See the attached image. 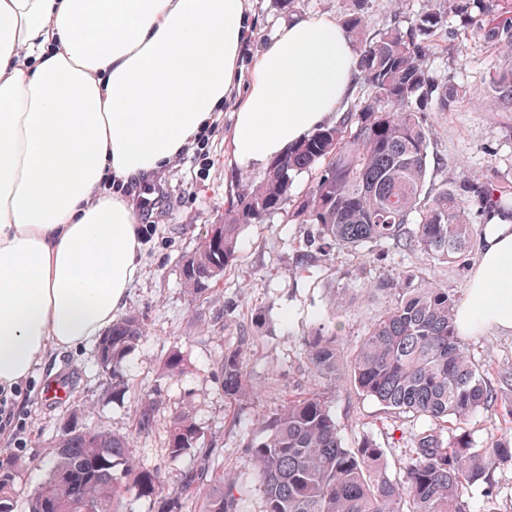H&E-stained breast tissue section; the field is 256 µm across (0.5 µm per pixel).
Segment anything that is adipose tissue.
<instances>
[{
  "mask_svg": "<svg viewBox=\"0 0 512 512\" xmlns=\"http://www.w3.org/2000/svg\"><path fill=\"white\" fill-rule=\"evenodd\" d=\"M250 0H0V390L96 342L143 266L136 188L232 110V165L335 125L360 73L328 16L282 22L243 77ZM463 335L512 334V215L483 229Z\"/></svg>",
  "mask_w": 512,
  "mask_h": 512,
  "instance_id": "obj_1",
  "label": "adipose tissue"
}]
</instances>
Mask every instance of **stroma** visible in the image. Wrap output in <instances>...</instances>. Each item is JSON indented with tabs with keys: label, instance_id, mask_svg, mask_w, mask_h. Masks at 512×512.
Masks as SVG:
<instances>
[{
	"label": "stroma",
	"instance_id": "1",
	"mask_svg": "<svg viewBox=\"0 0 512 512\" xmlns=\"http://www.w3.org/2000/svg\"><path fill=\"white\" fill-rule=\"evenodd\" d=\"M427 0H365L361 5L370 30L391 21L407 25ZM463 0H445L446 23L437 34L440 50L429 57L427 71L435 80H452L463 95L446 112L427 115L430 138L425 189L438 193L467 179L512 187V112L498 108L489 92L492 73L512 69V50L494 48L468 27L458 10ZM358 6L356 0H254L249 23L254 38L244 50L251 62L262 41L293 16L329 15L336 20ZM222 121L204 137V146L187 153L161 178L139 189L138 222L142 228L145 266L129 292L125 313L142 317L147 334L127 355L122 369L124 389L113 395L100 370L94 347L73 352L56 350L36 367L11 395L22 416L16 434L1 433L0 448L19 455L25 466L17 480L15 512H25L28 491L48 475L50 445L72 419L131 440L129 455L144 469L161 470L169 486H178L194 455L168 458L167 442L173 415L189 410L205 444L214 453L212 476L233 479L241 490L238 512H263L264 492L246 461L245 447L256 435V422L278 412L290 396L323 387L324 379L304 358V343L319 323H335L344 350L354 349L361 336L395 304L390 291L376 290L383 279L414 270L464 300L468 279L479 252L483 219L472 213L471 248L452 262L429 263L416 250L377 241L338 249L328 264L302 269L297 256L314 232L313 225L294 224L278 214L245 225L238 239V259L223 280L201 298H190L180 280V265L198 247L207 229L224 221L228 197L238 189L260 184L265 170H239L228 165ZM344 306H335L338 295ZM253 337L247 356L250 392L224 398L221 364L225 351L241 337ZM474 357L484 364L489 380L512 373V334L479 332L464 337ZM180 349L185 365L171 376L163 361ZM65 394L63 401L45 396L49 383ZM161 393L148 433L136 429V414L149 394ZM331 411L344 446L356 447L371 436L383 448L391 471L402 467L405 454L427 420L395 418L378 403L360 396L345 379H337ZM477 444L490 436H512V418L503 408L481 410L463 421ZM496 495L487 498L473 488L471 512H512V467L495 474Z\"/></svg>",
	"mask_w": 512,
	"mask_h": 512
}]
</instances>
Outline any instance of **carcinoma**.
Returning a JSON list of instances; mask_svg holds the SVG:
<instances>
[{
  "mask_svg": "<svg viewBox=\"0 0 512 512\" xmlns=\"http://www.w3.org/2000/svg\"><path fill=\"white\" fill-rule=\"evenodd\" d=\"M462 15L488 43L512 47V0H496L492 13L485 0H467ZM444 22L439 0L405 29L390 23L370 34L360 13L349 16L366 90L336 125L273 161L260 185L230 198L220 246L214 249L203 238L182 261L180 279L188 296L201 297L232 268L243 226L282 212L295 224L315 226L309 248L299 255V264L312 266L334 260L339 248L381 240L416 249L428 261L449 262L470 248L469 207L485 215L512 207L508 191L478 180L423 198L427 113L448 111L460 93L426 72ZM489 88L512 106V70L493 74ZM318 163L322 168L312 189L288 200L293 177ZM379 287L395 290L397 299L351 355L350 383L385 413L428 419L434 426L416 435L405 465L393 475L383 448L370 436L354 448L342 445L327 391L293 396L257 423L262 438L247 445V462L264 490L263 512H470L472 487L483 485L493 495L494 472L512 465V436H493L479 446L464 431L444 434L447 424L479 409L500 405L512 413V374L496 386L488 382L483 365L459 337L455 296L413 271ZM145 335L144 320L131 314L97 342L98 364L112 377L113 395H121L124 360ZM253 341L244 336L224 353V397L230 400L248 392L246 355ZM305 358L319 375L336 380V327L319 323L305 341ZM158 404L157 394L145 400L136 416L138 432L151 429ZM202 437L189 413H175L168 458L193 452L199 463L184 472L180 487L170 489L160 470L135 464L127 438L73 423L54 440L48 476L30 491L27 512H123L128 488L118 482V469L134 475L135 494L153 501L156 512H181L182 498L200 489L210 472L212 451ZM19 467L16 457L0 451V512H14ZM238 495L234 483L221 482L206 512H237Z\"/></svg>",
  "mask_w": 512,
  "mask_h": 512,
  "instance_id": "carcinoma-1",
  "label": "carcinoma"
}]
</instances>
